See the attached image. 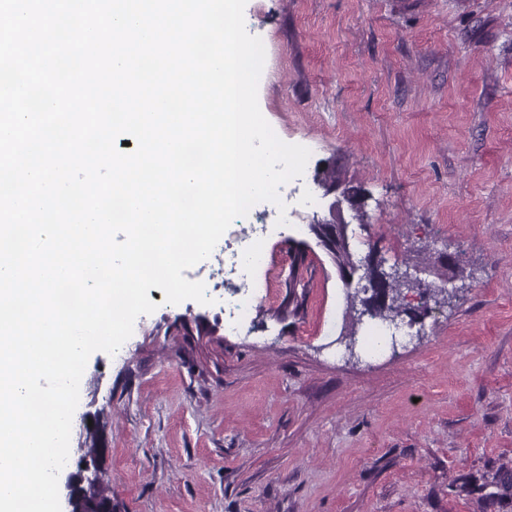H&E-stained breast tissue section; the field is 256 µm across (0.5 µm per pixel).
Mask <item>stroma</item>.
<instances>
[{"mask_svg":"<svg viewBox=\"0 0 512 512\" xmlns=\"http://www.w3.org/2000/svg\"><path fill=\"white\" fill-rule=\"evenodd\" d=\"M265 47L260 111L311 156L289 196L219 241L267 225L253 308L165 303L115 354L88 360L81 419L105 426L114 512H512V0H247ZM335 170L364 221L323 198ZM345 223L354 259H437L453 288L397 349L336 339L347 287L310 224Z\"/></svg>","mask_w":512,"mask_h":512,"instance_id":"stroma-1","label":"stroma"}]
</instances>
